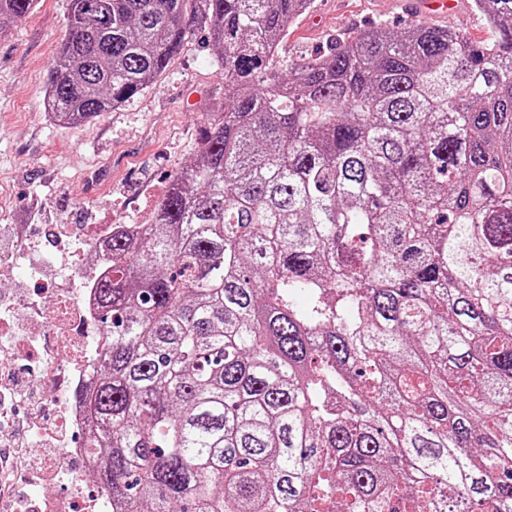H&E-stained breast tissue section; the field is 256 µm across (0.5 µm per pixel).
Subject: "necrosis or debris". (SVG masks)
<instances>
[{
  "mask_svg": "<svg viewBox=\"0 0 512 512\" xmlns=\"http://www.w3.org/2000/svg\"><path fill=\"white\" fill-rule=\"evenodd\" d=\"M116 225L104 228H89L80 235L81 265L70 268L68 278L80 285L78 291L60 293L52 279L44 277L40 270H29L26 279L35 290L41 292L48 311L39 321L33 322L28 333L33 337H42L47 345L53 346L56 359L51 370L34 375L31 379L34 387L53 394L65 390L68 400L66 427L72 434L67 447L58 449L59 462L79 460L82 471H89L92 460L86 452L92 431L93 419L81 394L89 389L93 379L90 369L93 367L108 340V333L97 323L99 305L96 294V282L104 278L111 270L105 259V246L111 242ZM80 340L84 345V361L79 372L70 373L66 346L71 340Z\"/></svg>",
  "mask_w": 512,
  "mask_h": 512,
  "instance_id": "necrosis-or-debris-1",
  "label": "necrosis or debris"
}]
</instances>
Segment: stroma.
<instances>
[{
  "label": "stroma",
  "mask_w": 512,
  "mask_h": 512,
  "mask_svg": "<svg viewBox=\"0 0 512 512\" xmlns=\"http://www.w3.org/2000/svg\"><path fill=\"white\" fill-rule=\"evenodd\" d=\"M67 0H38L0 31V208L31 224H148L177 169L192 158L201 124L224 106V73L196 31L144 92L86 124L47 118L42 95L65 35ZM491 37L473 0L445 17H416L408 0H313L279 47L282 64L322 54L338 37L416 21Z\"/></svg>",
  "instance_id": "35a3bbf8"
}]
</instances>
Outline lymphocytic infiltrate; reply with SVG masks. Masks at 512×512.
I'll list each match as a JSON object with an SVG mask.
<instances>
[{
    "mask_svg": "<svg viewBox=\"0 0 512 512\" xmlns=\"http://www.w3.org/2000/svg\"><path fill=\"white\" fill-rule=\"evenodd\" d=\"M0 247L29 263H44L53 272L78 257L76 251L63 248L54 258L41 260L30 239L12 227L0 234ZM24 331L14 301L0 299V512H72L71 500H34L19 488L23 481L32 485L61 481L62 470L48 459L68 442L63 430L49 425L50 419L65 412L62 395L49 397L32 389L19 365Z\"/></svg>",
    "mask_w": 512,
    "mask_h": 512,
    "instance_id": "f902f5d3",
    "label": "lymphocytic infiltrate"
}]
</instances>
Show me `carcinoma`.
I'll use <instances>...</instances> for the list:
<instances>
[{"instance_id": "carcinoma-1", "label": "carcinoma", "mask_w": 512, "mask_h": 512, "mask_svg": "<svg viewBox=\"0 0 512 512\" xmlns=\"http://www.w3.org/2000/svg\"><path fill=\"white\" fill-rule=\"evenodd\" d=\"M37 0H0V28ZM311 0H68L51 111L197 30L228 103L109 245L86 402L120 512H512V0L277 65Z\"/></svg>"}]
</instances>
